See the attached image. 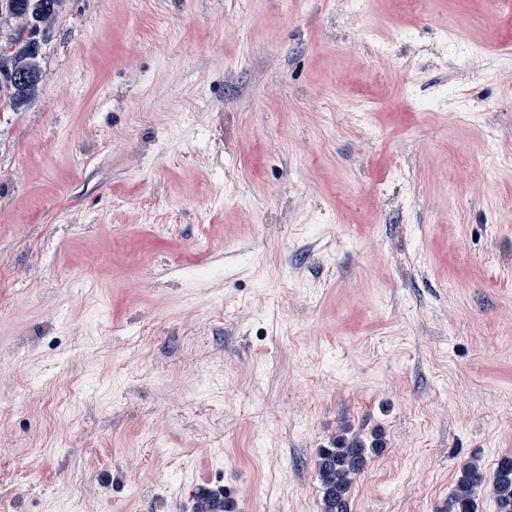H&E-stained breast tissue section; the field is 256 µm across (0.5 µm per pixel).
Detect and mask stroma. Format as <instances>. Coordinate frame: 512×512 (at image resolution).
<instances>
[{"instance_id":"obj_1","label":"stroma","mask_w":512,"mask_h":512,"mask_svg":"<svg viewBox=\"0 0 512 512\" xmlns=\"http://www.w3.org/2000/svg\"><path fill=\"white\" fill-rule=\"evenodd\" d=\"M0 112V512H438L512 453V7L66 0ZM381 433L368 444L344 430L329 448L318 450L316 472L321 490L322 512H350V496L356 478L374 457L385 451ZM486 476L477 457L461 462L456 484L449 497L451 512H475V497L478 488L482 487Z\"/></svg>"}]
</instances>
